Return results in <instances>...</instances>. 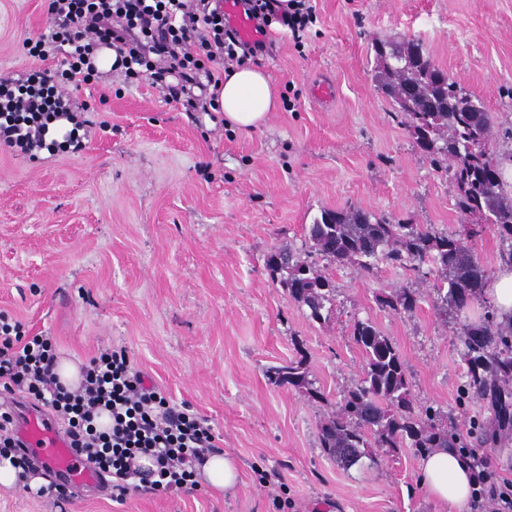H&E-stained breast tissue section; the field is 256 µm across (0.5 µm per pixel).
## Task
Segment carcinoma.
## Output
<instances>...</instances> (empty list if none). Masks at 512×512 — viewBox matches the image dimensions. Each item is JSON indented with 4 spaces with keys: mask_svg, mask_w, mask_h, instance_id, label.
<instances>
[{
    "mask_svg": "<svg viewBox=\"0 0 512 512\" xmlns=\"http://www.w3.org/2000/svg\"><path fill=\"white\" fill-rule=\"evenodd\" d=\"M375 85L404 119L420 151L438 170L448 173L458 188L455 207L465 217H477L466 235L476 236L493 226L501 258L512 262V189L501 164L488 152L495 117L483 102L436 66L420 40L375 42ZM316 253L327 261L319 267L291 249L267 257L271 278L279 279L291 299L309 310L311 319H326L333 309L335 288L330 267L370 270L373 262L410 266L428 262L440 284L437 304L443 311H461L481 296L487 269L453 233H435L422 224H390L372 211L349 206L324 210L307 227ZM416 290L401 287L387 297L393 310H412ZM354 340L362 349L364 376L352 385L338 409L319 428L320 446L346 467L358 464L382 448H485L512 441V322L498 320L493 310L463 328L460 354L467 365L462 393L488 405L490 417L476 434L464 436L437 423L438 412L414 405L405 364L391 340L371 322L357 321ZM275 383L303 388L323 398L307 379L303 361L270 369Z\"/></svg>",
    "mask_w": 512,
    "mask_h": 512,
    "instance_id": "obj_1",
    "label": "carcinoma"
}]
</instances>
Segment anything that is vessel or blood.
I'll list each match as a JSON object with an SVG mask.
<instances>
[{
    "label": "vessel or blood",
    "mask_w": 512,
    "mask_h": 512,
    "mask_svg": "<svg viewBox=\"0 0 512 512\" xmlns=\"http://www.w3.org/2000/svg\"><path fill=\"white\" fill-rule=\"evenodd\" d=\"M224 13L242 40H258L253 20L247 17L237 0H224ZM20 438L24 447L45 460L53 471L77 483L95 482L94 472L72 452L69 440L58 425L40 412L31 411L23 416Z\"/></svg>",
    "instance_id": "b4317fda"
}]
</instances>
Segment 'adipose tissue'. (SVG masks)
I'll return each instance as SVG.
<instances>
[{"label": "adipose tissue", "instance_id": "adipose-tissue-1", "mask_svg": "<svg viewBox=\"0 0 512 512\" xmlns=\"http://www.w3.org/2000/svg\"><path fill=\"white\" fill-rule=\"evenodd\" d=\"M279 101V89L262 67L233 66L219 85L218 104L229 125L242 130L263 126ZM421 481L430 497L463 512L473 488L466 460L454 450L435 448L421 459Z\"/></svg>", "mask_w": 512, "mask_h": 512}]
</instances>
